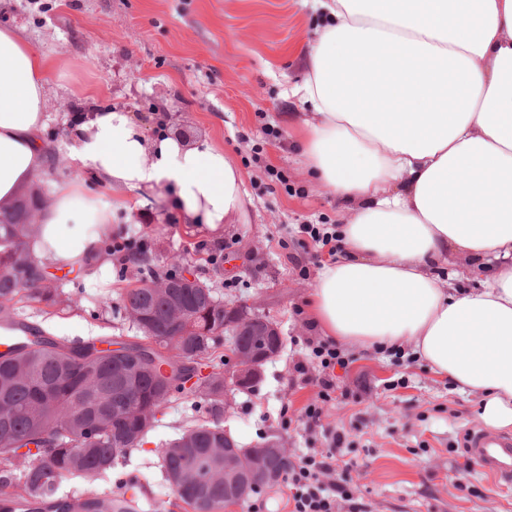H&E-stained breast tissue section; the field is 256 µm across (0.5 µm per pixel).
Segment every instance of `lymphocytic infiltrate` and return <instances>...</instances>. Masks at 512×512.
<instances>
[{"instance_id":"lymphocytic-infiltrate-1","label":"lymphocytic infiltrate","mask_w":512,"mask_h":512,"mask_svg":"<svg viewBox=\"0 0 512 512\" xmlns=\"http://www.w3.org/2000/svg\"><path fill=\"white\" fill-rule=\"evenodd\" d=\"M307 355L297 361L294 372L303 383L317 387V398L302 410L299 417L281 413L283 429L302 425L307 433H320L324 447L306 449L288 462L282 481L289 491L288 512H338L347 505L348 512H368L367 504L357 497L347 478H336V465L353 442L349 431L324 426L326 406L334 401L337 389L336 368H347L348 358L330 341L305 338Z\"/></svg>"}]
</instances>
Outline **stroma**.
<instances>
[{"label": "stroma", "instance_id": "1", "mask_svg": "<svg viewBox=\"0 0 512 512\" xmlns=\"http://www.w3.org/2000/svg\"><path fill=\"white\" fill-rule=\"evenodd\" d=\"M318 19L314 0H0V24L22 28L61 69L47 92L52 142L68 139L73 113L118 107L148 136L206 135L236 160L252 199L244 223L215 231L180 224L160 198L138 223L115 216L114 231L145 240L156 269H190L224 302L253 304L279 327L281 351L264 366L254 391L226 397L220 422L244 447L273 439L292 456L310 437L281 429L280 410L300 412L316 397L314 387L292 381L302 340L314 333L304 309L318 271L298 244L297 228L337 224L339 211L298 151L305 106L283 95L303 81L302 51ZM202 241L232 242L229 261L208 263L194 250ZM53 273L71 306L22 298L14 304L20 319L67 342L131 336L118 307L137 282L134 264L110 262L102 283L69 273L62 262ZM345 352L351 364L338 374L341 395L327 421L356 432L346 477L369 512H512V491L479 474L464 452L448 450L466 429L483 428L475 398L457 394L411 356L350 345ZM207 417L205 408L169 404L144 448L120 456L97 490L124 482L146 512H183L155 448Z\"/></svg>", "mask_w": 512, "mask_h": 512}]
</instances>
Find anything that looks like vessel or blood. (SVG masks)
Returning <instances> with one entry per match:
<instances>
[{"instance_id": "obj_1", "label": "vessel or blood", "mask_w": 512, "mask_h": 512, "mask_svg": "<svg viewBox=\"0 0 512 512\" xmlns=\"http://www.w3.org/2000/svg\"><path fill=\"white\" fill-rule=\"evenodd\" d=\"M463 448L474 467L502 487L512 485V434H492L470 429Z\"/></svg>"}]
</instances>
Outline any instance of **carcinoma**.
<instances>
[{
    "mask_svg": "<svg viewBox=\"0 0 512 512\" xmlns=\"http://www.w3.org/2000/svg\"><path fill=\"white\" fill-rule=\"evenodd\" d=\"M30 190L8 216H0V324L15 321L12 302L25 297L57 306L67 302L57 288H41L45 267L27 247L40 232L29 223L40 211ZM136 252L132 262L146 272L121 297L135 329L117 359L112 341L64 343L23 323L27 343L0 354V512H141L136 495L90 490L80 499L59 493L67 479L88 482L108 474L116 459L143 445L142 418L156 417L176 397L198 398L213 416L223 412L224 301L208 288L152 287L160 277ZM107 347H102V344ZM165 481L193 512H221L225 503L224 427L193 422L155 449ZM282 475L287 459L269 446L242 448Z\"/></svg>",
    "mask_w": 512,
    "mask_h": 512,
    "instance_id": "obj_1",
    "label": "carcinoma"
}]
</instances>
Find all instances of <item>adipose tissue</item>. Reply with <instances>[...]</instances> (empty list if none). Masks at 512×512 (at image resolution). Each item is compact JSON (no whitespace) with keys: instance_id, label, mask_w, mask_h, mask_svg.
Returning a JSON list of instances; mask_svg holds the SVG:
<instances>
[{"instance_id":"1","label":"adipose tissue","mask_w":512,"mask_h":512,"mask_svg":"<svg viewBox=\"0 0 512 512\" xmlns=\"http://www.w3.org/2000/svg\"><path fill=\"white\" fill-rule=\"evenodd\" d=\"M321 22L295 94L311 107L301 152L340 204L339 251L307 300L321 336L414 358L512 429V0H315ZM52 60L0 25V212L64 155L78 178L53 185L29 243L44 266L96 280L116 206L127 215L171 190L179 223L244 219L251 200L232 156L209 138H149L101 109L47 141ZM469 259L478 284L445 265Z\"/></svg>"}]
</instances>
